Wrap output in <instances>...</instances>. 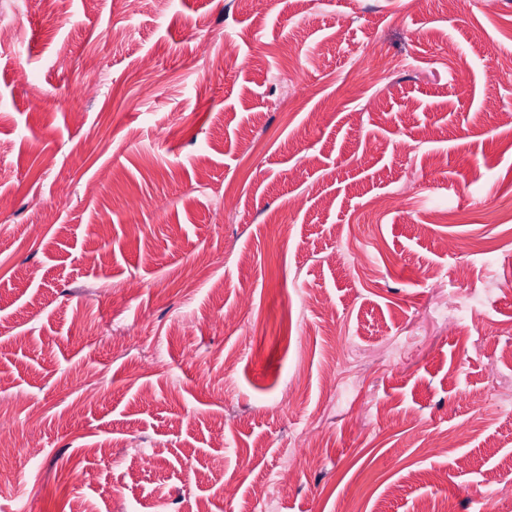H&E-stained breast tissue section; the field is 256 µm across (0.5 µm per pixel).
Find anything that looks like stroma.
<instances>
[{"label":"stroma","instance_id":"stroma-1","mask_svg":"<svg viewBox=\"0 0 512 512\" xmlns=\"http://www.w3.org/2000/svg\"><path fill=\"white\" fill-rule=\"evenodd\" d=\"M0 3V512L512 504V0Z\"/></svg>","mask_w":512,"mask_h":512}]
</instances>
